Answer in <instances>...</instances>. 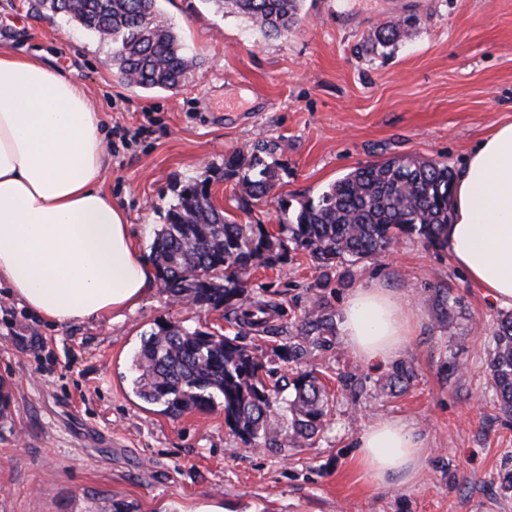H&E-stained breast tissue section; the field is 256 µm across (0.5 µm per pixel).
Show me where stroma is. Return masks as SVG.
I'll return each mask as SVG.
<instances>
[{
    "label": "stroma",
    "instance_id": "1",
    "mask_svg": "<svg viewBox=\"0 0 512 512\" xmlns=\"http://www.w3.org/2000/svg\"><path fill=\"white\" fill-rule=\"evenodd\" d=\"M199 65L174 92L129 86L112 48L31 0H0V52L40 53L100 105L107 144L102 188L150 255L154 232L191 181L210 180L232 220L270 233L352 169L404 155L458 168L498 122H512V0H304L288 35L267 37L209 0H161ZM393 50L362 51L368 33L407 17ZM266 145L277 177L261 200L227 166ZM268 308L259 327L224 310L176 303L155 284L112 323L51 324L0 282V512H512V414L489 370L506 309L471 282L445 248L405 238L389 252L317 266L284 241L280 258L244 277ZM373 285L412 312L399 355L368 364L352 354L342 309ZM332 320L308 331L314 309ZM178 323L238 338L279 386L273 447L244 443L222 405L173 417L139 399L132 357L145 334ZM329 394L324 424L289 440L294 380ZM400 418L424 441L412 481L369 480L355 440L370 422Z\"/></svg>",
    "mask_w": 512,
    "mask_h": 512
}]
</instances>
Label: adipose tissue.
Segmentation results:
<instances>
[{"label":"adipose tissue","instance_id":"obj_1","mask_svg":"<svg viewBox=\"0 0 512 512\" xmlns=\"http://www.w3.org/2000/svg\"><path fill=\"white\" fill-rule=\"evenodd\" d=\"M100 108L80 82L35 57L0 54V280L55 324L115 321L155 284L124 212L101 191ZM448 255L467 278L512 306V122L495 124L455 174ZM352 353L393 360L413 333L390 292L356 289L343 308ZM356 463L373 482L413 480L423 442L401 419L364 429Z\"/></svg>","mask_w":512,"mask_h":512}]
</instances>
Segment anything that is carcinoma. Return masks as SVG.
Instances as JSON below:
<instances>
[{"label": "carcinoma", "instance_id": "1", "mask_svg": "<svg viewBox=\"0 0 512 512\" xmlns=\"http://www.w3.org/2000/svg\"><path fill=\"white\" fill-rule=\"evenodd\" d=\"M224 14L246 19L266 36H285L301 20V0H208ZM46 10L76 22L112 45V61L129 83L146 90H176L197 66L159 10L157 0H35ZM401 30L396 23L374 33L385 47ZM242 191L258 201L271 190L274 171L256 154L237 155ZM453 170L415 156L357 167L336 180L317 201L301 205L281 231L296 246L328 264L349 254L369 257L390 251L404 237L445 246L451 215ZM282 242L262 224H239L212 200L209 180L191 181L155 233L153 262L164 288L201 308L237 307L250 325L264 323L265 306L244 302L243 276L256 264L279 258ZM490 373L497 399L512 412V314L499 320L493 336ZM134 387L144 401L179 416L220 400L229 428L249 444H276L278 426L270 414L268 389L255 353L237 338L175 323L157 326L133 357ZM288 400L294 443L320 430L327 397L313 376L298 378Z\"/></svg>", "mask_w": 512, "mask_h": 512}]
</instances>
